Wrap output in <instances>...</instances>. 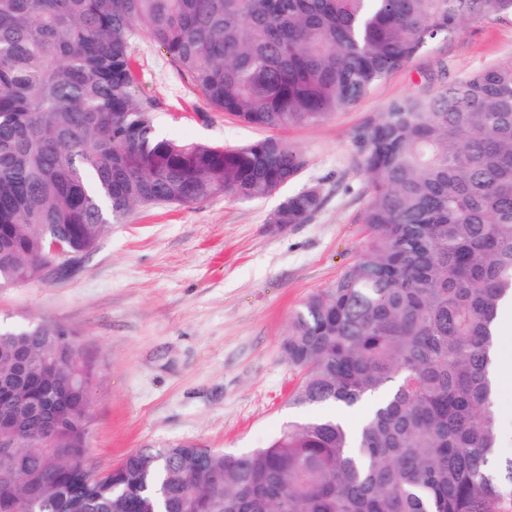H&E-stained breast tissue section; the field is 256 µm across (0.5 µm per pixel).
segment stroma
<instances>
[{"label":"stroma","instance_id":"obj_1","mask_svg":"<svg viewBox=\"0 0 512 512\" xmlns=\"http://www.w3.org/2000/svg\"><path fill=\"white\" fill-rule=\"evenodd\" d=\"M130 50L161 137L226 146L265 137L214 108L146 35ZM510 60L512 18L467 21L360 101L284 131L307 165L278 194L136 208L75 267L0 288L1 324L53 321L91 359L92 467L106 472L137 449L183 443L246 452L311 417L289 402L300 375L283 340L302 303L357 257L368 196L356 131L393 100ZM309 187L323 204L308 223L270 224L284 197Z\"/></svg>","mask_w":512,"mask_h":512}]
</instances>
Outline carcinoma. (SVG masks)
Listing matches in <instances>:
<instances>
[{"label": "carcinoma", "instance_id": "obj_1", "mask_svg": "<svg viewBox=\"0 0 512 512\" xmlns=\"http://www.w3.org/2000/svg\"><path fill=\"white\" fill-rule=\"evenodd\" d=\"M512 0H0V287L36 278L48 242L88 255L138 207L279 192L305 168L280 137L221 147L157 135L130 40L146 34L218 110L271 131L318 121L464 22ZM369 198L358 258L293 315L296 407L266 447L140 448L86 475L93 372L47 321L0 326V381L55 364L50 439L0 402V512H512L497 459V313L512 300V62L395 100L355 135ZM308 188L269 223L305 224Z\"/></svg>", "mask_w": 512, "mask_h": 512}]
</instances>
